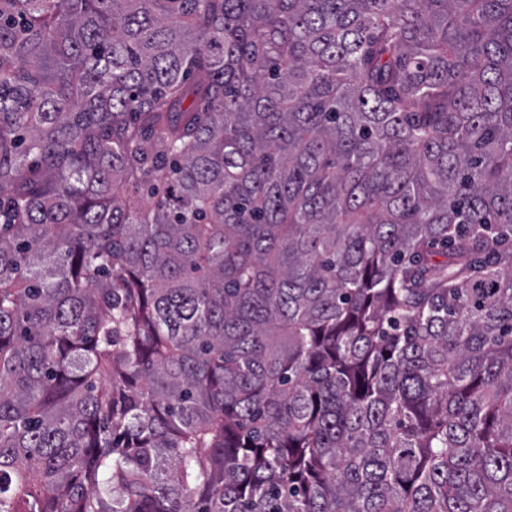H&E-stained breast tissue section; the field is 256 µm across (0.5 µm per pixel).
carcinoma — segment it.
Returning <instances> with one entry per match:
<instances>
[{
  "label": "carcinoma",
  "mask_w": 512,
  "mask_h": 512,
  "mask_svg": "<svg viewBox=\"0 0 512 512\" xmlns=\"http://www.w3.org/2000/svg\"><path fill=\"white\" fill-rule=\"evenodd\" d=\"M0 512H512V0H0Z\"/></svg>",
  "instance_id": "obj_1"
}]
</instances>
